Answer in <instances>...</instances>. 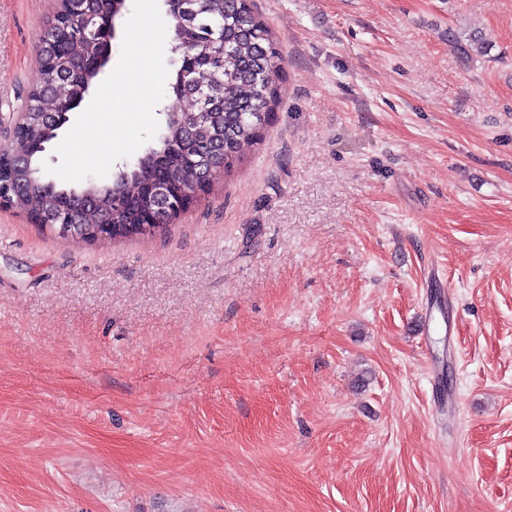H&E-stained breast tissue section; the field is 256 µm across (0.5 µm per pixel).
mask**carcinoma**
I'll list each match as a JSON object with an SVG mask.
<instances>
[{
	"mask_svg": "<svg viewBox=\"0 0 512 512\" xmlns=\"http://www.w3.org/2000/svg\"><path fill=\"white\" fill-rule=\"evenodd\" d=\"M165 2L175 30V52L196 62L190 84H183L179 73L168 84L169 96L179 103L182 123L167 125L160 146L146 153L144 161L118 171L111 192L98 188L91 179L79 186L56 185L58 201L65 204L72 195L93 190L96 203L88 210L73 209L70 219L94 231L98 229L95 218L105 211L112 214L114 224H132L133 209L141 206L142 187L155 177L152 155H163V167L189 189L195 173L187 154L173 149V145L186 142L205 150L217 137L224 136V162L215 167L228 174L263 139L269 120L258 119L256 113L270 116L278 107L284 57L270 26L254 11L251 0H191L190 19L183 17L179 0ZM85 12L89 30L112 24V18L99 15L97 0L85 3ZM448 43L467 62L489 52V46L474 32L450 29ZM68 52L75 69L79 63L101 55L96 41L80 30L72 33ZM72 89L73 85L65 83L56 71L43 70L27 106L29 124H39L44 113L54 111L59 98L72 95ZM53 139V135L44 139L27 137L15 144L17 151L30 157V165L23 171L26 192L18 202L21 210L45 215L50 209L41 153Z\"/></svg>",
	"mask_w": 512,
	"mask_h": 512,
	"instance_id": "1",
	"label": "carcinoma"
}]
</instances>
